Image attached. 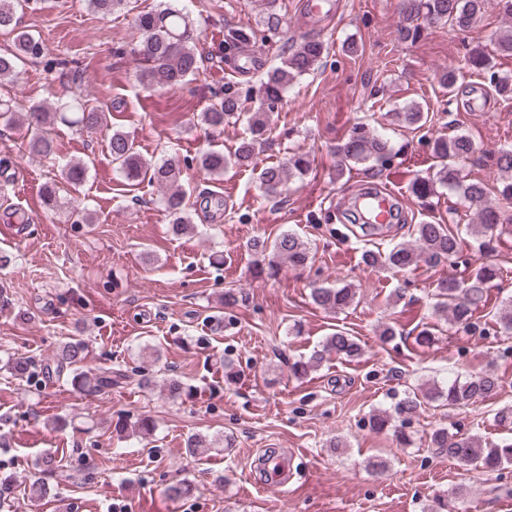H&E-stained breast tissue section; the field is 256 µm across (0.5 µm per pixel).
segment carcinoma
Returning <instances> with one entry per match:
<instances>
[{
    "mask_svg": "<svg viewBox=\"0 0 512 512\" xmlns=\"http://www.w3.org/2000/svg\"><path fill=\"white\" fill-rule=\"evenodd\" d=\"M88 7L101 16H108L128 6L129 0H85ZM261 24L271 34H278L282 27V16L277 9V0H261ZM44 0H0V31L14 34L13 49L0 52V81L15 82L22 74V66L46 56V46L34 35L19 28L18 12L38 9ZM494 9L512 19V0H406L403 24L398 29L399 37L415 41L422 28L430 20L444 22L458 31H465L488 9ZM134 23L141 33L134 54L140 64V79L147 85H181L200 75V58L189 17L181 10L167 3L159 8L135 16ZM254 32L244 28H231L224 42L232 47L246 46ZM327 44L316 37L304 38L280 64L268 69L259 79L255 104L247 108L236 94L226 91L224 96L209 103L199 115L200 122L209 129L219 130L224 124L240 117H246L247 135L242 138L233 158L224 156L220 150H207L197 157L200 170L208 175L220 176L229 164L247 166L251 162L257 145L267 139L270 114L278 108L286 90L301 76L314 72ZM494 68L493 57L481 49L470 50L454 67L441 72L440 84L448 93L458 94L460 76L465 72H487ZM402 122L416 126L424 119V113L417 104H409L395 112ZM110 114L89 100L71 97L60 100L47 108L42 105L26 107L8 98H0V126L24 128L29 136L30 153L44 158L53 155L49 128L56 122L80 132L109 127ZM108 150L116 172L133 185L148 176L161 188L160 202L169 217L172 231L182 235L192 230L188 216V193L181 183V168L173 158L161 164L147 163L138 152L134 139L124 131L114 130L108 140ZM393 148L377 130L364 124L355 125L344 143L336 147V175L341 176L350 164L388 162ZM432 152L440 162L434 178H416L411 185L412 194L424 199L436 192L441 185L459 193L465 201L476 207L479 223L469 225L470 233L479 240L501 223L502 216L495 208L486 205L487 188L479 180L464 174V165L474 154L473 141L464 134L452 137L441 135L432 141ZM497 164L500 170L511 173L500 182L498 197L512 203V151H501ZM310 169L306 154L294 153L279 165L264 168L259 174L262 189L273 194L293 176L302 177ZM87 166L80 161H68L61 169V180H52L42 189V202L50 211L66 209L77 216V222L90 223V218L75 207L70 193L84 181ZM416 244L409 246L398 243L384 251L369 250L364 253V262L373 268L385 267L405 270L420 262L436 264L451 260L459 253L460 243L445 224L425 222L416 225ZM250 250L259 254L262 260L256 263L255 276L261 278L273 275L278 267L287 262L304 266L310 260L307 243L297 234L284 232L273 242L260 237L252 239ZM498 276L493 265H482L464 281L445 280L436 288V310L446 314L449 324L460 330L475 331V311L487 301L486 285ZM356 290L349 284L343 286H321L312 290L315 305L327 311L337 312L348 308L354 301ZM495 332L512 335V303L500 308L494 319ZM88 345L82 340L65 343L53 355L56 374L67 375V382L78 390L105 393L112 389V370L105 369L97 374L84 371L88 357ZM361 355V346L356 338L338 330L325 337L311 356L300 359L290 366L291 374L300 378L320 367L334 356L355 358ZM499 387L498 376L485 371L470 376L463 382L453 381L446 387L432 385L422 394L408 395L400 400L394 413L378 412L369 419L370 427L382 431L391 425L393 415L413 416L422 409L423 401L442 399L450 407L465 406L483 400ZM433 447L441 449L448 458L461 466L498 472L512 465V438L485 446L481 438L472 435L459 438L446 428H439L431 435ZM214 441L199 435L187 439V451L200 456L209 451ZM195 486L181 480L167 489L172 500L193 495Z\"/></svg>",
    "mask_w": 512,
    "mask_h": 512,
    "instance_id": "obj_1",
    "label": "carcinoma"
}]
</instances>
